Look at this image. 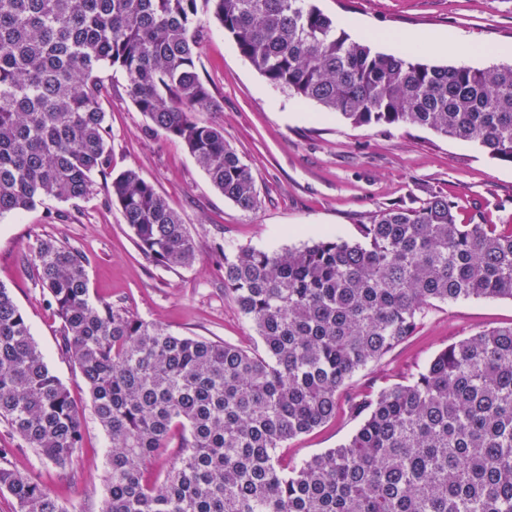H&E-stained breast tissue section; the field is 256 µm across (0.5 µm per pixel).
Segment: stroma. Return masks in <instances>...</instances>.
I'll list each match as a JSON object with an SVG mask.
<instances>
[{"instance_id":"obj_1","label":"stroma","mask_w":512,"mask_h":512,"mask_svg":"<svg viewBox=\"0 0 512 512\" xmlns=\"http://www.w3.org/2000/svg\"><path fill=\"white\" fill-rule=\"evenodd\" d=\"M326 14L355 18L373 32L372 46L388 52L385 37L402 32L454 33L501 48L497 63H512V0H316ZM198 66L221 108L197 114L223 128L226 141L256 176L260 204L245 210L224 198L180 144L153 130L126 93L128 78L106 70L103 101L110 128L111 164L86 196L45 200L20 214L0 216V284L25 313L49 368L68 388L82 419L84 440L73 476L42 460L0 424V446L12 462L46 486L68 512H98L104 495L107 437L79 370L59 348V320L20 259L38 239L65 241L82 251L95 299L118 305L183 336L226 341L253 350L260 340L224 293L218 244L281 250L333 233L360 236L370 214L394 202L421 203L440 193L457 204L463 224L512 225V165L473 144L420 127H356L340 114L275 88L217 25H210ZM133 168L178 211L195 243L188 267L163 268L135 247L119 206L107 196L113 176ZM512 326V301L470 298L434 307L409 342L357 374L351 391L375 392L406 380L437 351L489 327ZM357 420H334L291 440L281 454L299 462L343 444Z\"/></svg>"}]
</instances>
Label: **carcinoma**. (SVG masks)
Instances as JSON below:
<instances>
[{
  "label": "carcinoma",
  "instance_id": "obj_1",
  "mask_svg": "<svg viewBox=\"0 0 512 512\" xmlns=\"http://www.w3.org/2000/svg\"><path fill=\"white\" fill-rule=\"evenodd\" d=\"M202 13L300 100L354 126L426 127L512 163V64L385 54L351 40L314 0H0V215L82 198L109 167L106 67L125 72L138 111L224 198L256 209L252 170L223 129L196 119L220 108L197 66ZM108 198L147 259L192 265L187 225L137 170L112 177ZM222 254L224 293L259 351L93 300L84 256L65 242L41 239L24 257L110 440L99 512H512V326L446 346L402 383L349 391L437 304L512 300V228L460 224L455 202L433 195L375 211L355 241ZM342 408L359 420L344 444L283 463L277 449ZM0 421L72 470L79 411L3 285ZM177 434L180 453L146 481L144 467ZM11 454L0 448V489L16 512H68Z\"/></svg>",
  "mask_w": 512,
  "mask_h": 512
}]
</instances>
